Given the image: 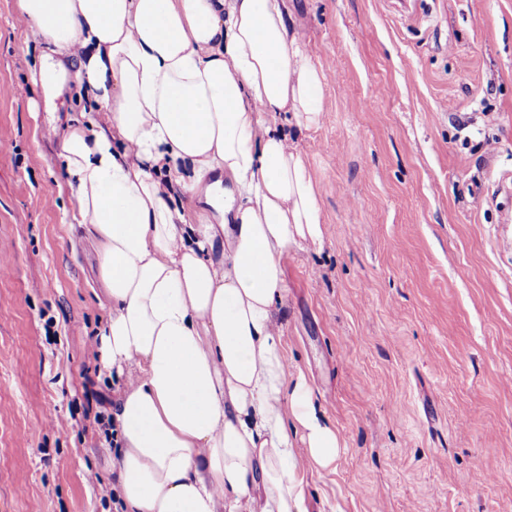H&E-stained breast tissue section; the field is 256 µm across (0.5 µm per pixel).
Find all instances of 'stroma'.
<instances>
[{"label": "stroma", "mask_w": 512, "mask_h": 512, "mask_svg": "<svg viewBox=\"0 0 512 512\" xmlns=\"http://www.w3.org/2000/svg\"><path fill=\"white\" fill-rule=\"evenodd\" d=\"M395 2L287 0L324 110L275 125L326 233L285 260L277 318L344 440L302 471L306 508L512 512V0ZM40 54L0 0V512H116L99 255L65 221L47 128L73 102L33 86Z\"/></svg>", "instance_id": "stroma-1"}]
</instances>
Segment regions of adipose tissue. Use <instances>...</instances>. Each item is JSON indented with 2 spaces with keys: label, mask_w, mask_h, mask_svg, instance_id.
Returning a JSON list of instances; mask_svg holds the SVG:
<instances>
[{
  "label": "adipose tissue",
  "mask_w": 512,
  "mask_h": 512,
  "mask_svg": "<svg viewBox=\"0 0 512 512\" xmlns=\"http://www.w3.org/2000/svg\"><path fill=\"white\" fill-rule=\"evenodd\" d=\"M14 5L41 47L33 84L73 81L81 106L49 132L101 258L122 512H306L300 470L343 439L289 375L275 312L284 258L322 244L326 220L307 156L270 119L319 126L320 59L286 0Z\"/></svg>",
  "instance_id": "ef3b65f1"
}]
</instances>
